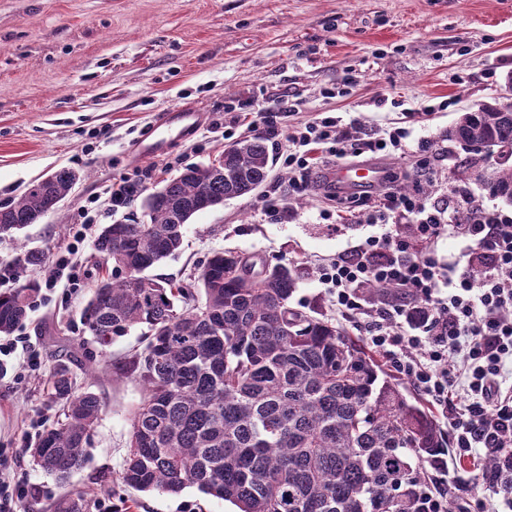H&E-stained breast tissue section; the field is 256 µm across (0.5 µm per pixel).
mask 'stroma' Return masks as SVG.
<instances>
[{"label": "stroma", "instance_id": "stroma-1", "mask_svg": "<svg viewBox=\"0 0 512 512\" xmlns=\"http://www.w3.org/2000/svg\"><path fill=\"white\" fill-rule=\"evenodd\" d=\"M346 73L353 79L347 94L325 97ZM511 88L512 7L504 0H0V206L59 168L79 176L56 211L19 237H0V292L22 278L45 281L46 269L21 267L20 255L36 250L52 260L69 243L70 226L81 223L83 206L92 208L95 232L143 220L142 201L163 180L223 152L226 141L210 124L249 97L273 110L283 93L293 94L305 120L328 112L380 130L411 128L445 153L425 193L443 201L462 184L500 205L487 186L492 162H473L445 133L466 108ZM181 106L200 113L196 131L162 152L138 154L161 114ZM138 168L151 169V178L128 207L113 210V184ZM257 201L253 194L194 215L181 251L153 276L189 279L218 250L253 254L296 267L293 306L336 320L316 268L368 235L356 205L317 191L293 196L290 219L273 224ZM93 254L88 240L75 256L82 288L58 284L52 301L33 302L17 329L39 348L42 367L18 381L16 355L11 375L0 378V474L31 488L21 512H53L69 493L112 512H234L193 488L171 495L120 484L129 419L143 396L122 366L141 350L142 332L106 348L81 343V310L112 272L96 266ZM59 361L103 404L92 458L65 486L33 465L25 438L31 419L58 418L44 383Z\"/></svg>", "mask_w": 512, "mask_h": 512}]
</instances>
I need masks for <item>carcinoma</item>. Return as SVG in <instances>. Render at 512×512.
I'll return each mask as SVG.
<instances>
[{"label": "carcinoma", "mask_w": 512, "mask_h": 512, "mask_svg": "<svg viewBox=\"0 0 512 512\" xmlns=\"http://www.w3.org/2000/svg\"><path fill=\"white\" fill-rule=\"evenodd\" d=\"M447 137L476 155L478 145L512 154V104L461 113ZM272 165L263 138L236 141L149 194L146 222L99 231L94 250L112 263V276L82 310L85 332L106 348L147 328L126 367L143 398L130 418L120 482L167 494L195 487L238 512H412L414 487L442 444L440 427L362 340L291 306L293 268L222 250L207 260L195 290L145 275L176 255L192 216L253 193ZM77 180L63 167L32 184L0 207V234H18L55 211ZM488 187L512 204V160L496 164ZM37 292L30 281L0 293L1 336L27 317ZM46 392L62 415L29 453L64 484L88 462L102 404L78 390L61 363ZM57 512H89V503L78 494Z\"/></svg>", "instance_id": "carcinoma-1"}]
</instances>
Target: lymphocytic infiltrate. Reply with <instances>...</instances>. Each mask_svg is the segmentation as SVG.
Returning a JSON list of instances; mask_svg holds the SVG:
<instances>
[{
	"instance_id": "1",
	"label": "lymphocytic infiltrate",
	"mask_w": 512,
	"mask_h": 512,
	"mask_svg": "<svg viewBox=\"0 0 512 512\" xmlns=\"http://www.w3.org/2000/svg\"><path fill=\"white\" fill-rule=\"evenodd\" d=\"M297 106L289 94L274 111L251 99L237 101L224 135L232 137L245 112L277 133ZM409 135L404 127L365 131L359 120L344 124L331 115L300 123L279 156L291 175L288 189L268 191L261 211L278 222L287 219L282 200L316 182V152L339 162L366 152L391 155L403 150ZM455 194L450 207L384 178L361 193L370 207L358 221L371 227V235L319 268L337 313L359 320L371 346L440 407L448 423L451 440L431 455L417 512H448L449 456L480 460L512 447V213L465 188ZM445 237L460 252L443 264L433 245ZM475 266L482 267L481 278L471 277ZM371 283L395 286L398 300L365 306L361 290Z\"/></svg>"
}]
</instances>
